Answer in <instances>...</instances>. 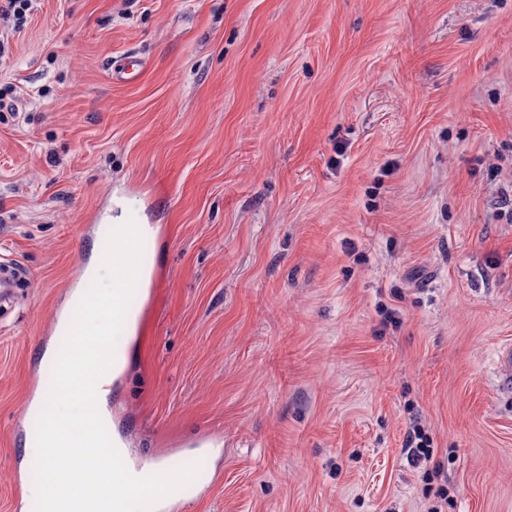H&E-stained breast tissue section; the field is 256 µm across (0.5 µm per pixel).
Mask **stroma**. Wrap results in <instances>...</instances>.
I'll return each mask as SVG.
<instances>
[{
    "instance_id": "1",
    "label": "stroma",
    "mask_w": 512,
    "mask_h": 512,
    "mask_svg": "<svg viewBox=\"0 0 512 512\" xmlns=\"http://www.w3.org/2000/svg\"><path fill=\"white\" fill-rule=\"evenodd\" d=\"M1 33L0 512L131 218L158 277L109 408L137 462L212 476L182 512H512V0H40ZM404 452L413 462L429 461L431 458L427 438L416 430H413V435L409 434L407 436Z\"/></svg>"
}]
</instances>
